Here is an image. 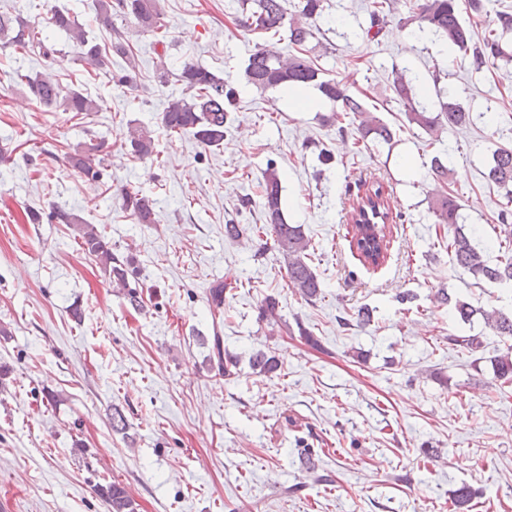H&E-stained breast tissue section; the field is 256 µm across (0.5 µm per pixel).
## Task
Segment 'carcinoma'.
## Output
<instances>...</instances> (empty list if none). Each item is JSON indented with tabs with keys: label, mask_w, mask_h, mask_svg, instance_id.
Returning <instances> with one entry per match:
<instances>
[{
	"label": "carcinoma",
	"mask_w": 512,
	"mask_h": 512,
	"mask_svg": "<svg viewBox=\"0 0 512 512\" xmlns=\"http://www.w3.org/2000/svg\"><path fill=\"white\" fill-rule=\"evenodd\" d=\"M324 0H301L300 19L288 17L287 0H240L239 25L261 33L287 34L288 44L295 53L286 57L275 50L273 45L257 48L248 58L245 79L248 84L260 90L282 87L299 89L316 85L322 94L333 103L334 111L358 118L356 130L361 139L368 137L377 142L391 143L394 133L382 120L372 116L358 96L334 80L319 79L320 69L307 54L306 44L314 37L309 21L320 16L324 10ZM95 22L113 32L109 45L100 44L91 36L76 16L68 9L50 10L48 24L66 34L79 48L80 59L100 71L112 65V56L125 60L128 68L136 69V60L130 45L119 31L113 29L112 18L121 17L134 22L145 32L158 33L163 28L162 10L159 0H95ZM393 10V0H372L370 3V26L365 34L376 39L382 32L388 14ZM406 24H415L419 31H429L449 50L460 52L469 62L472 70L480 71L490 61L512 63V13L504 10L499 13L497 26L486 31L480 40H474L470 26L462 19L458 0H422L417 12L407 19ZM0 47L11 48L23 55H38L49 58L58 50L48 43L42 32L31 26L21 15L0 14ZM178 81L184 85L183 93L168 100L161 116L163 127L170 133L189 135L200 145L217 148L224 142V127L228 120V108L234 105L236 91L224 79L216 76L198 62L183 64ZM32 99L44 112H53L63 107L65 112L78 115L97 112L100 105L89 95L72 89L63 92L60 85L49 74H39L27 78L24 83ZM391 90L393 101L402 106L410 124L433 132L441 124L461 127L472 121V112L464 107L455 96L437 94L438 107L430 109L413 96V78L407 71L395 72ZM128 142L131 154L139 159H148L155 153L154 140L147 132L133 128L129 131ZM104 142L89 144L68 157L71 167L79 170L91 181L99 180L101 159L98 152ZM486 179L505 191L512 202V148L500 147L492 156ZM281 184L276 172L271 170L265 176L263 191V213L265 224L262 234L273 239L275 249L283 257L288 281L306 301H313L322 295L321 281L308 263L309 240L301 225L288 224L282 210ZM125 211L136 224L157 223L153 200L134 188L122 189ZM461 205L456 197L442 193L429 201V211L436 224L454 227L448 240V249L453 260L463 273L480 277L490 283L512 282V257L491 264L474 241L475 231H464L461 221ZM56 218L64 224L79 225L78 232L85 253L92 257L112 283L125 289V298L135 311L143 310V297L137 289L128 287V276L135 274L134 260L130 256L120 258L112 254V245L105 236L92 225L87 224L72 213L56 211ZM361 223L354 225L353 239L361 248L360 256L365 262L379 266L387 255L389 242L386 241V225L377 229L368 226L370 219L360 216ZM439 300L443 304H453L457 318L463 323H471L475 314L482 315L485 324L497 336L512 338V311L493 308L476 309L471 303L460 298L453 299L443 292ZM207 301L213 314H221L224 309V284L218 283L209 289ZM208 361L218 375L228 380L236 375L239 356L224 348L221 336L214 335ZM251 368L266 376L277 374L281 363L273 351L256 350L249 355ZM495 378L512 381V357L504 355L496 360ZM98 493L108 507V512H136L135 501L126 487L111 480L98 485ZM473 492L462 485L454 491L453 505L456 512H466Z\"/></svg>",
	"instance_id": "1"
}]
</instances>
